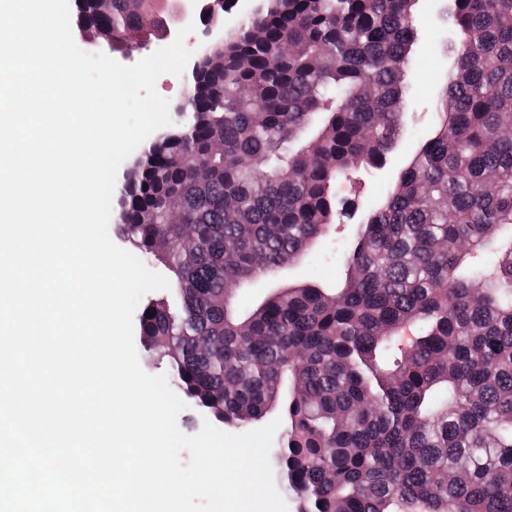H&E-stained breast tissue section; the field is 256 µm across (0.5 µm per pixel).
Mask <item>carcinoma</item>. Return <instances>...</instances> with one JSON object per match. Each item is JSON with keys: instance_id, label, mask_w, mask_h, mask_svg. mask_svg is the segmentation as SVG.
Instances as JSON below:
<instances>
[{"instance_id": "obj_1", "label": "carcinoma", "mask_w": 512, "mask_h": 512, "mask_svg": "<svg viewBox=\"0 0 512 512\" xmlns=\"http://www.w3.org/2000/svg\"><path fill=\"white\" fill-rule=\"evenodd\" d=\"M156 2L74 5L121 51L169 21ZM414 5L272 0L199 61L189 121L119 194L117 234L178 294L141 307L143 351L227 428L278 415L295 512H512V246L495 244L512 229V0H454L433 129L341 247L345 281L234 303L348 214L341 177L395 154Z\"/></svg>"}]
</instances>
